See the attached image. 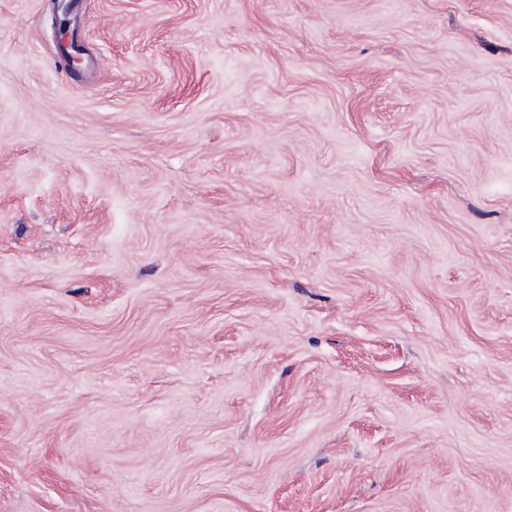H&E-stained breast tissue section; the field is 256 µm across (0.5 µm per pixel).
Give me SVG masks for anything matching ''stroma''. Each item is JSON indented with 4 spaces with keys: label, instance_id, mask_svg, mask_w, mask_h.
I'll return each instance as SVG.
<instances>
[{
    "label": "stroma",
    "instance_id": "1",
    "mask_svg": "<svg viewBox=\"0 0 512 512\" xmlns=\"http://www.w3.org/2000/svg\"><path fill=\"white\" fill-rule=\"evenodd\" d=\"M0 0V512H512V0ZM104 68H97V61Z\"/></svg>",
    "mask_w": 512,
    "mask_h": 512
}]
</instances>
